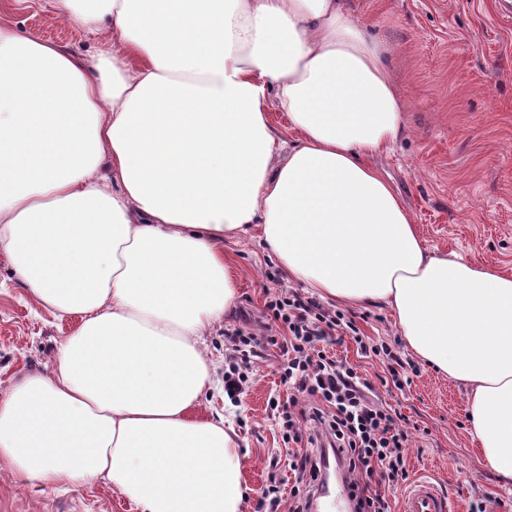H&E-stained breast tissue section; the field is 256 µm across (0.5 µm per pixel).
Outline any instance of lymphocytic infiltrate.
Returning <instances> with one entry per match:
<instances>
[{
    "label": "lymphocytic infiltrate",
    "mask_w": 512,
    "mask_h": 512,
    "mask_svg": "<svg viewBox=\"0 0 512 512\" xmlns=\"http://www.w3.org/2000/svg\"><path fill=\"white\" fill-rule=\"evenodd\" d=\"M347 336L356 338L363 356L380 360L393 385L402 387L407 363L393 347L360 338L353 319L294 289L267 295L259 327L247 322L224 330L225 391L244 394L269 348L282 355L280 379L289 396L273 418L295 483L285 500L279 480L270 478L267 512H279L283 504L288 512H311L316 482L332 463L345 474L353 512H390L389 491L408 480L404 452L410 433L402 414L373 382L329 350Z\"/></svg>",
    "instance_id": "f902f5d3"
}]
</instances>
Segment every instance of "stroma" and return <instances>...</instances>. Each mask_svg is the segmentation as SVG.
Segmentation results:
<instances>
[{
  "mask_svg": "<svg viewBox=\"0 0 512 512\" xmlns=\"http://www.w3.org/2000/svg\"><path fill=\"white\" fill-rule=\"evenodd\" d=\"M501 0H346L352 14L387 49L407 100L405 130L379 160L405 198L425 246L512 273V12ZM0 22L24 36L88 57L98 42L56 15L53 0H0ZM237 288L232 312L205 334L216 373L226 363L224 328L241 312L257 314L269 292L292 283L257 234L224 243ZM372 341L395 345L413 367L403 388L385 401L414 429L406 448L410 476L434 478L452 512H512V490L501 486L469 421L468 391L427 366L402 341L394 316L381 304L333 303ZM33 302L0 250V398L33 372H50L59 342L78 326ZM278 352L255 366L241 401L205 394L196 415L224 413L243 454L242 512H257L270 460L283 443L272 403L286 400ZM0 512H138L102 482L45 487L18 479L0 463Z\"/></svg>",
  "mask_w": 512,
  "mask_h": 512,
  "instance_id": "stroma-1",
  "label": "stroma"
}]
</instances>
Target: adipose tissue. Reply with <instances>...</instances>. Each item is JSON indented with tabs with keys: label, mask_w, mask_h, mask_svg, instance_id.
Instances as JSON below:
<instances>
[{
	"label": "adipose tissue",
	"mask_w": 512,
	"mask_h": 512,
	"mask_svg": "<svg viewBox=\"0 0 512 512\" xmlns=\"http://www.w3.org/2000/svg\"><path fill=\"white\" fill-rule=\"evenodd\" d=\"M94 60L0 23V249L80 323L0 400V460L104 481L139 512H242L241 451L202 345L236 301L224 241L258 232L321 299L383 303L469 390L512 485V274L432 254L376 165L404 132L387 53L344 0H54ZM288 115L290 138L269 112Z\"/></svg>",
	"instance_id": "adipose-tissue-1"
}]
</instances>
